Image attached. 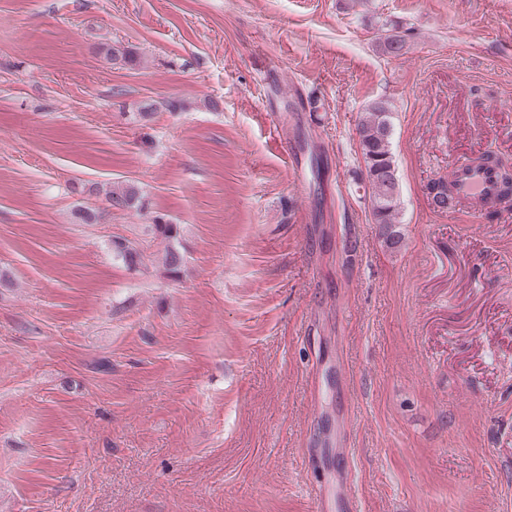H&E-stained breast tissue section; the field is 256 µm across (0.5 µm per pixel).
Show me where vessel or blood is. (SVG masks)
<instances>
[{
    "label": "vessel or blood",
    "mask_w": 512,
    "mask_h": 512,
    "mask_svg": "<svg viewBox=\"0 0 512 512\" xmlns=\"http://www.w3.org/2000/svg\"><path fill=\"white\" fill-rule=\"evenodd\" d=\"M450 182L460 203L469 205L473 222H480L489 209H508L502 196L498 169L494 164L468 166L455 163L450 171Z\"/></svg>",
    "instance_id": "vessel-or-blood-1"
}]
</instances>
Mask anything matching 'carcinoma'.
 I'll use <instances>...</instances> for the list:
<instances>
[{
	"mask_svg": "<svg viewBox=\"0 0 512 512\" xmlns=\"http://www.w3.org/2000/svg\"><path fill=\"white\" fill-rule=\"evenodd\" d=\"M406 32L403 24L395 22L390 25V33L385 37L382 50L391 56L398 57L406 53ZM107 56L122 66L134 68L139 64V55L128 48L107 50ZM359 149L364 163V180L370 187L371 210L375 223L390 231V244H398L399 234L395 230L398 223V191L396 169L391 152V106L388 101L378 99L372 101L357 127ZM429 198L432 206L440 213L453 211L458 201L448 190V182L438 180L428 185ZM110 206L133 211L141 215H149L148 202L140 188L135 184H127L107 193ZM156 233L170 240L177 234V225L171 223L161 213L150 215ZM113 251L130 270L137 269L143 263V252L136 245L127 241L113 242ZM183 256L175 248L169 247L165 252V265L171 276L181 273Z\"/></svg>",
	"mask_w": 512,
	"mask_h": 512,
	"instance_id": "carcinoma-1",
	"label": "carcinoma"
}]
</instances>
